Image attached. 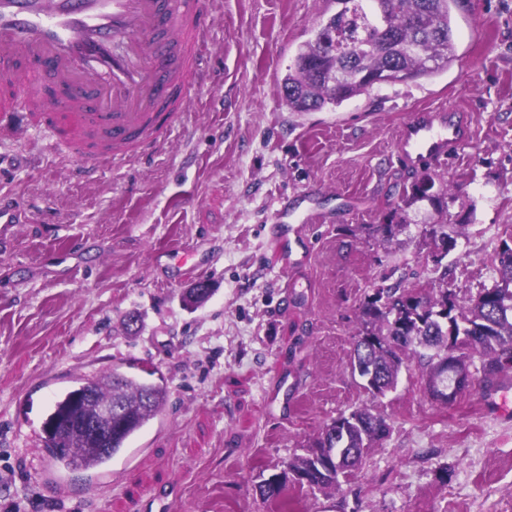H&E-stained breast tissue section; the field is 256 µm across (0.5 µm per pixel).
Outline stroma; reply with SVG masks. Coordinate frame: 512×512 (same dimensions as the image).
I'll list each match as a JSON object with an SVG mask.
<instances>
[{"label": "stroma", "mask_w": 512, "mask_h": 512, "mask_svg": "<svg viewBox=\"0 0 512 512\" xmlns=\"http://www.w3.org/2000/svg\"><path fill=\"white\" fill-rule=\"evenodd\" d=\"M334 10L214 0L209 91L161 147L94 178L33 132L0 144V198L22 213L0 235V512H512V392L476 374L445 402L413 361L376 399L348 368L382 274L411 266L414 287L434 286L422 239L438 215L403 202L421 172L448 182L449 290L462 302L494 283L512 231V0H458L447 71L289 111L276 76ZM440 106L467 114L470 144L404 162L402 129ZM284 196L310 246L293 288L270 242ZM391 223L388 241L366 231ZM200 280L211 296L185 306ZM128 362L165 378V410L107 468L54 461L53 398ZM358 407L393 422L362 470L329 497L289 485L284 509L257 496Z\"/></svg>", "instance_id": "1"}]
</instances>
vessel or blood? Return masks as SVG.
Listing matches in <instances>:
<instances>
[{"label":"vessel or blood","mask_w":512,"mask_h":512,"mask_svg":"<svg viewBox=\"0 0 512 512\" xmlns=\"http://www.w3.org/2000/svg\"><path fill=\"white\" fill-rule=\"evenodd\" d=\"M211 0H0V64L20 60L30 74L23 93L0 97V139L12 129L53 134L63 114L75 139L65 146L82 172L160 146L203 94ZM464 113L425 110L402 132L398 155L437 161L466 146ZM292 202L276 211L286 265L307 262L309 247L288 222Z\"/></svg>","instance_id":"b4317fda"}]
</instances>
